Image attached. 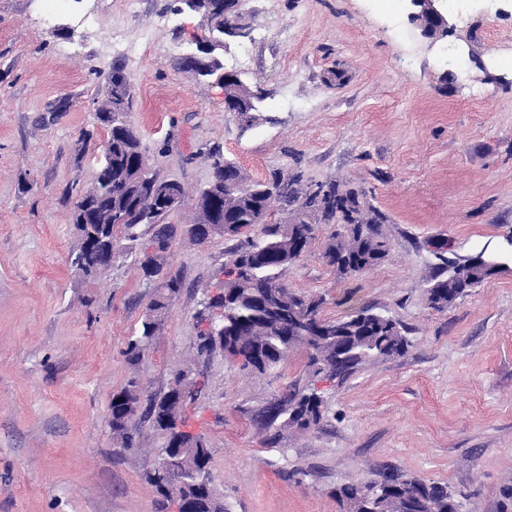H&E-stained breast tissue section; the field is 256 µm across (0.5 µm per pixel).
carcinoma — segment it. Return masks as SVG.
Wrapping results in <instances>:
<instances>
[{
	"instance_id": "1",
	"label": "carcinoma",
	"mask_w": 512,
	"mask_h": 512,
	"mask_svg": "<svg viewBox=\"0 0 512 512\" xmlns=\"http://www.w3.org/2000/svg\"><path fill=\"white\" fill-rule=\"evenodd\" d=\"M214 32L221 34L234 25L238 15L226 9V0H207ZM223 41L211 47L212 63L204 77H215L224 84L225 107L245 104L251 111L259 110L264 101L262 92L252 88L239 75L225 70L215 54ZM128 77L121 66L112 68L108 77L106 103L127 97L126 109L112 113L107 140L112 142V165L96 172L93 187L102 193V205L112 208L111 224H81L79 210H74L79 242L102 236L120 243L124 238L137 243L142 277L156 285L150 313L141 324L138 335L127 344L126 355L136 361L151 339L157 321L182 287L180 277L168 263L167 253L175 227L163 224L166 210H153L144 199H135L128 190L130 169L144 153L139 135L128 120L133 96L127 86ZM213 179L224 183V198L215 202L213 215L205 217L200 207L188 228L189 240L202 244L210 236L220 235L237 244L232 259L224 269V292L210 299L198 312L200 322L207 321L210 309H222L224 332L218 337L199 334L196 350L208 353L219 347L224 359L242 370L264 374L277 370L288 353L296 347L310 350L308 367L316 376L326 372L334 379L343 378L357 366L378 357L404 353L410 345V330L400 321L377 312L369 305L355 303V293L346 289L336 297V305L344 308L336 318L322 314L325 298L310 296L288 287V269L299 260L317 239L319 224H331L323 246L322 257L339 279L363 274L380 265L390 252V244L382 231L383 216L360 201L355 189H342L330 184L324 190L312 187L288 190L275 178L251 180L233 161L215 156ZM249 183L252 190L242 192L238 184ZM276 190L269 197L267 189ZM293 195L297 206L280 221L266 222L275 201ZM209 219L211 234L196 231ZM148 225L151 235L141 240L139 227ZM263 225L262 235L252 237L248 231ZM439 263L426 281L425 296L430 308L443 310L472 288L496 275L502 267L497 256L480 252L475 258L454 261L456 269L448 271L449 259L442 246H436ZM101 255L94 249L78 248L72 266L84 275H101ZM142 389L131 377L120 390L112 393L109 427L113 439L124 448L137 444L129 422L136 414L132 407H141ZM184 410L176 407L169 394L147 399L145 415L155 432L164 439L163 447L176 446L175 467L201 477V483H188L183 493L193 498L195 512H218V499L211 486V451L207 440L199 435L179 432L177 422ZM325 415V400L317 390L292 389L267 403L258 412L266 428L304 432L320 424ZM400 474H389L378 481L350 483L336 490L347 512H463L464 504L448 485L425 481L415 476L401 483ZM144 479L163 497L175 491L174 474L162 465L145 474Z\"/></svg>"
}]
</instances>
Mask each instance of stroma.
Here are the masks:
<instances>
[{
    "label": "stroma",
    "instance_id": "stroma-1",
    "mask_svg": "<svg viewBox=\"0 0 512 512\" xmlns=\"http://www.w3.org/2000/svg\"><path fill=\"white\" fill-rule=\"evenodd\" d=\"M404 0H246L247 37H225L226 69L266 98L239 118L224 86L181 61L212 40L178 0H0V512H175L143 479L161 436L143 416L122 448L108 425L129 377L166 391L191 362L200 391L188 429L208 441L212 487L226 512H345L336 490L395 472L448 484L465 512H512V0H462L447 37L414 31ZM136 45L113 49L112 31ZM132 85L129 115L158 178L188 192L167 214V260L182 281L139 360L155 296L134 257L103 277L72 270L73 203L96 175L108 130L98 117L113 66ZM250 178L355 188L382 213L390 253L341 283L314 243L290 288L359 301L411 330L404 355L315 382L305 349L246 374L221 351L200 356L197 314L222 288L233 241L182 233L212 152ZM447 239L453 257L503 253L500 272L445 310L425 283ZM319 384L321 423L272 437L257 420L270 399Z\"/></svg>",
    "mask_w": 512,
    "mask_h": 512
}]
</instances>
